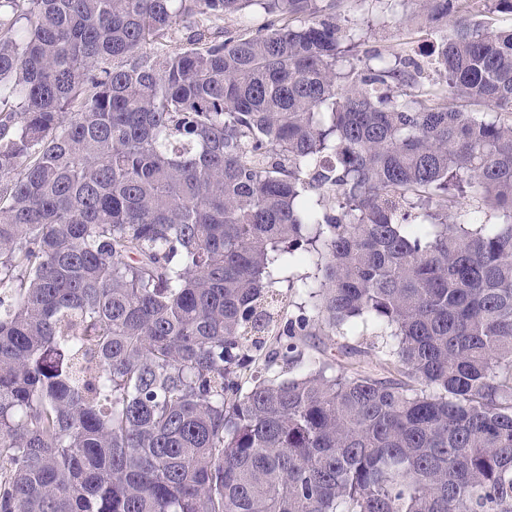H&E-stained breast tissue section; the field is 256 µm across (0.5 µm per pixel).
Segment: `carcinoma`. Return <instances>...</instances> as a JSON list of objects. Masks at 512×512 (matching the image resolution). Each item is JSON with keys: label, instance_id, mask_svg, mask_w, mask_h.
<instances>
[{"label": "carcinoma", "instance_id": "carcinoma-1", "mask_svg": "<svg viewBox=\"0 0 512 512\" xmlns=\"http://www.w3.org/2000/svg\"><path fill=\"white\" fill-rule=\"evenodd\" d=\"M474 1L512 13L405 16L424 65L334 0H0V512H512V30Z\"/></svg>", "mask_w": 512, "mask_h": 512}]
</instances>
